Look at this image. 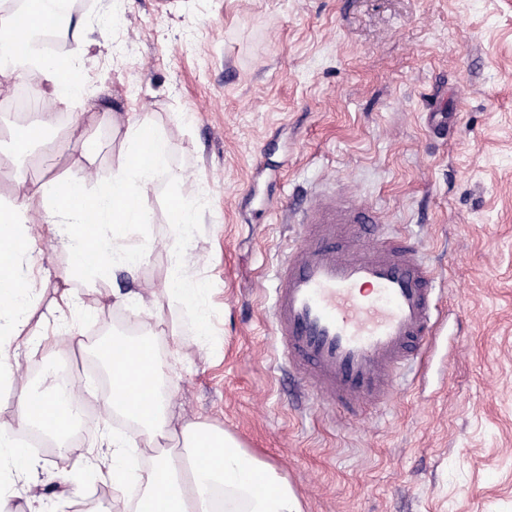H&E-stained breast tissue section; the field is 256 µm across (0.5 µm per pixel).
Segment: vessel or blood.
<instances>
[{"label":"vessel or blood","mask_w":512,"mask_h":512,"mask_svg":"<svg viewBox=\"0 0 512 512\" xmlns=\"http://www.w3.org/2000/svg\"><path fill=\"white\" fill-rule=\"evenodd\" d=\"M294 216L272 309L282 359L327 408L385 406L436 334L435 272L412 238L346 195H306Z\"/></svg>","instance_id":"b4317fda"}]
</instances>
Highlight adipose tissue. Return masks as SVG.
<instances>
[{
	"label": "adipose tissue",
	"mask_w": 512,
	"mask_h": 512,
	"mask_svg": "<svg viewBox=\"0 0 512 512\" xmlns=\"http://www.w3.org/2000/svg\"><path fill=\"white\" fill-rule=\"evenodd\" d=\"M41 76L42 101L54 108L67 104L82 90L81 68L68 61L59 68L55 60L33 57L28 61ZM128 160L95 194L86 195L81 177L72 176L48 183L39 199L21 197L8 206L0 205V221H7V234H0V316H7V335L26 333L29 342H39L37 330L28 326L26 311L30 289L22 261L28 254L26 228L35 212L46 222L61 220L60 231L74 252L79 277L107 281L111 272L135 275L144 252L125 246L131 228L151 223V210L144 196L134 193L133 182L151 184L168 167V150L159 135H147L144 123L134 121L125 132ZM94 222L86 234L82 226ZM207 288L189 279L182 265H174L161 292L170 302L195 311L198 335L208 336L209 320L204 309ZM157 333L149 331L130 346L135 364L117 370L111 358L114 344L100 348L108 373H120V390L112 408L135 421L142 429L145 447L152 454V467L141 475L144 487L136 504H129L124 488L130 477V446L113 438L107 476L112 481L114 512H302L301 500L292 485L269 463L249 454L231 435L202 424L175 427L173 394L160 392L163 368L155 350ZM23 424L48 431L65 441L76 425L68 406L46 392L34 401H22Z\"/></svg>",
	"instance_id": "adipose-tissue-1"
}]
</instances>
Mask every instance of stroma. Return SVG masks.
I'll list each match as a JSON object with an SVG mask.
<instances>
[{"mask_svg":"<svg viewBox=\"0 0 512 512\" xmlns=\"http://www.w3.org/2000/svg\"><path fill=\"white\" fill-rule=\"evenodd\" d=\"M69 47L81 94L67 121L17 154L20 77H0V200L85 179L86 194L125 161L129 122L167 143L169 170L145 193L153 222L129 245L147 257L115 284L65 279L72 255L29 227L33 345L0 386V431H16L24 396L45 392L36 365L68 363L97 411L81 447L30 448L37 479L15 476L14 512H109L103 437L139 429L103 409L86 344L113 321L138 322L152 300L162 384L176 424L234 436L273 465L303 512H512V0H80ZM447 112V140L427 116ZM330 187L415 238L438 276L441 327L386 408L350 420L302 404L268 314L293 227L294 192ZM198 220L172 226V196ZM184 250L208 293L211 334L160 288ZM71 292L79 308L59 319Z\"/></svg>","mask_w":512,"mask_h":512,"instance_id":"obj_1","label":"stroma"}]
</instances>
